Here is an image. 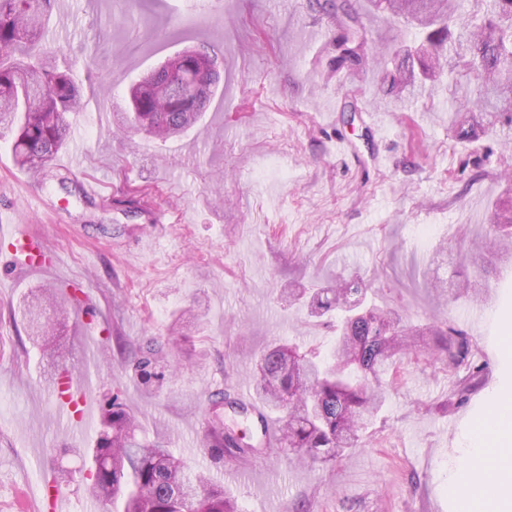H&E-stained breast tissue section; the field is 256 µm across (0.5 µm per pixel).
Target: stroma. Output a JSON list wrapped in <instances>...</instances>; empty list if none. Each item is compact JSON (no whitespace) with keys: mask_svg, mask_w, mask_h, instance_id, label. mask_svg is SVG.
<instances>
[{"mask_svg":"<svg viewBox=\"0 0 512 512\" xmlns=\"http://www.w3.org/2000/svg\"><path fill=\"white\" fill-rule=\"evenodd\" d=\"M353 5L383 52L417 40L370 0ZM333 36L314 0H139L130 17L119 0H55L38 48L67 56L86 105L40 177L20 171L0 138V226L45 240L59 264L24 272L0 242V512H24L43 480L83 468L114 393L138 437L211 472L241 512H458L448 487L474 428L512 400V254H473L488 270L481 304L433 284L449 279L468 239L486 235L487 215L472 204L512 184V138H455L448 115L464 103L443 78L413 98H381L386 58L337 72ZM188 47L218 56L202 120L166 140L129 130L128 86ZM350 96L353 114L342 110ZM88 181L99 196L85 195ZM159 207L169 216L161 231ZM356 274L378 306L413 324L468 330L481 319L469 339L484 379L452 404L457 377L445 358H408L365 445L336 462L263 452L213 466L202 445L212 394L250 383L275 344L330 352L335 328L289 302V289ZM50 284L83 293L50 338L56 359L29 340L20 309ZM150 342L175 367L155 396L133 370ZM64 370L95 390L77 426L56 410Z\"/></svg>","mask_w":512,"mask_h":512,"instance_id":"35a3bbf8","label":"stroma"}]
</instances>
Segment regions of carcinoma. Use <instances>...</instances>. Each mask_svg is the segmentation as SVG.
<instances>
[{"label": "carcinoma", "mask_w": 512, "mask_h": 512, "mask_svg": "<svg viewBox=\"0 0 512 512\" xmlns=\"http://www.w3.org/2000/svg\"><path fill=\"white\" fill-rule=\"evenodd\" d=\"M377 11L402 18L425 30L424 48L394 58L395 73L384 96L420 92L422 82L447 69L448 89L490 114L488 122L456 112L452 123L460 138H507L512 135V0H468L473 22L458 16L463 0H371ZM54 0H0V135H12L14 164L28 172L46 169L67 144L66 115L81 108L82 98L70 69H63L35 50L53 10ZM318 8L336 29L329 44L332 68L361 70L372 53L371 29L351 0H323ZM210 97L182 100L151 92L138 97L126 113L128 127L156 137L180 134L192 127ZM490 234L482 248L499 253L512 249V196L494 204L487 218ZM458 293L482 301L479 282L466 272L467 256L457 259ZM63 311L65 299L43 287L26 303L29 336L45 340L54 325L47 322L43 300ZM366 285L340 280L309 295L312 313L340 314L336 343L327 359L314 351L278 344L263 355L253 378L256 395L282 413L276 449L296 460L331 462L363 443V430L386 404L389 372L421 348L448 355V368L464 367L453 395L458 401L478 384L486 365L472 355L467 334L451 326L425 331L407 325L394 311L365 304ZM157 352L148 348L136 368L145 393L163 384L173 367H157ZM243 407L227 396L212 401L202 436L210 461L251 454L235 429L224 424V405ZM136 419L119 394L108 400L89 468L94 494L112 503L115 512H238L224 485L193 471L164 446L136 437Z\"/></svg>", "instance_id": "1"}]
</instances>
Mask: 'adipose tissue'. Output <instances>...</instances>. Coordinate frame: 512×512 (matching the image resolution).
<instances>
[{"mask_svg": "<svg viewBox=\"0 0 512 512\" xmlns=\"http://www.w3.org/2000/svg\"><path fill=\"white\" fill-rule=\"evenodd\" d=\"M512 437V405L501 407L477 433L472 464L462 466L450 491L461 502L462 512H499L503 496H512V448L503 447Z\"/></svg>", "mask_w": 512, "mask_h": 512, "instance_id": "adipose-tissue-1", "label": "adipose tissue"}]
</instances>
